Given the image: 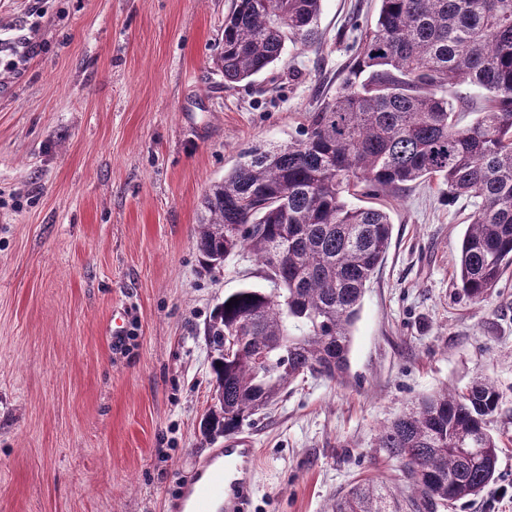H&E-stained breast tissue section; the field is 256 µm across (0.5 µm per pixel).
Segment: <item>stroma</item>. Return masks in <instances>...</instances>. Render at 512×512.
Returning a JSON list of instances; mask_svg holds the SVG:
<instances>
[{
  "mask_svg": "<svg viewBox=\"0 0 512 512\" xmlns=\"http://www.w3.org/2000/svg\"><path fill=\"white\" fill-rule=\"evenodd\" d=\"M231 0H0V512H177L214 380L203 326L266 287L250 254L205 271L201 199L253 145L297 137L335 94L378 0H323L321 43L225 86L211 56ZM389 211L344 382L291 384L240 433L252 512H324L357 479L401 488L380 427L422 397L500 393L494 481L447 512H512V270L475 301L455 263L473 209L438 182ZM121 327L113 343V327Z\"/></svg>",
  "mask_w": 512,
  "mask_h": 512,
  "instance_id": "stroma-1",
  "label": "stroma"
}]
</instances>
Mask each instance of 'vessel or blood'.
<instances>
[{"label":"vessel or blood","mask_w":512,"mask_h":512,"mask_svg":"<svg viewBox=\"0 0 512 512\" xmlns=\"http://www.w3.org/2000/svg\"><path fill=\"white\" fill-rule=\"evenodd\" d=\"M257 451L235 438L197 462L184 487L182 512H251Z\"/></svg>","instance_id":"vessel-or-blood-1"}]
</instances>
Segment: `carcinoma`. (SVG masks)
<instances>
[{
	"label": "carcinoma",
	"instance_id": "carcinoma-1",
	"mask_svg": "<svg viewBox=\"0 0 512 512\" xmlns=\"http://www.w3.org/2000/svg\"><path fill=\"white\" fill-rule=\"evenodd\" d=\"M322 2L231 0L215 56L224 83H249L287 43L318 40ZM379 2L347 77L300 137L243 151L202 199V265L220 270L247 252L272 284L224 296L204 324L223 395L208 435L237 432L301 376L344 380L366 286L392 237L386 211L348 201L357 188L376 195L439 179L448 198L474 199L456 262L469 297H486L512 267V0ZM462 84L487 92L463 126ZM499 399L482 373L464 391L421 398L376 438L414 494L400 499L368 479L327 512H438L479 494L501 452L487 429Z\"/></svg>",
	"mask_w": 512,
	"mask_h": 512
}]
</instances>
